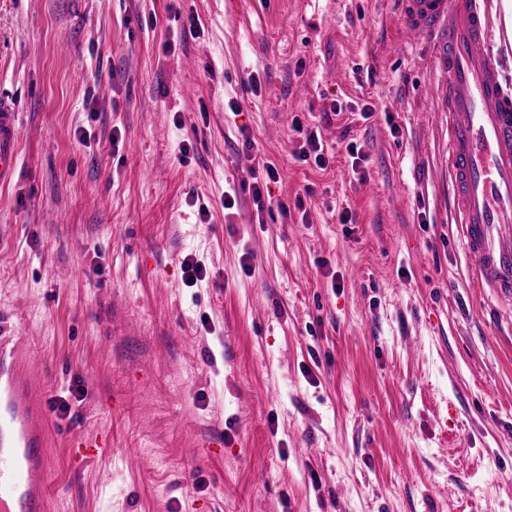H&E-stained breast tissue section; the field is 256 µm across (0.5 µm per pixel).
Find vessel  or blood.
Returning <instances> with one entry per match:
<instances>
[{
    "label": "vessel or blood",
    "instance_id": "vessel-or-blood-1",
    "mask_svg": "<svg viewBox=\"0 0 512 512\" xmlns=\"http://www.w3.org/2000/svg\"><path fill=\"white\" fill-rule=\"evenodd\" d=\"M404 36L426 41L442 78L428 87L448 115L453 215L476 287L512 299V90L492 52L488 0H401ZM15 110L0 104V185L18 163ZM26 351L0 336V512H48L57 469L49 395Z\"/></svg>",
    "mask_w": 512,
    "mask_h": 512
}]
</instances>
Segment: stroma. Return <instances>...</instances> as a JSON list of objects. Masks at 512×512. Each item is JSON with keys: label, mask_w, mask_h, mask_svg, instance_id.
<instances>
[{"label": "stroma", "mask_w": 512, "mask_h": 512, "mask_svg": "<svg viewBox=\"0 0 512 512\" xmlns=\"http://www.w3.org/2000/svg\"><path fill=\"white\" fill-rule=\"evenodd\" d=\"M437 78L399 0H0V334L110 440L58 442L52 512H512V313L451 222ZM19 128L17 112L0 104V185L11 183L18 163Z\"/></svg>", "instance_id": "stroma-1"}]
</instances>
